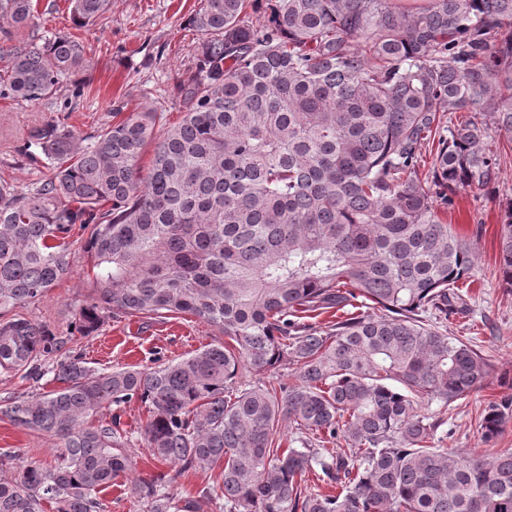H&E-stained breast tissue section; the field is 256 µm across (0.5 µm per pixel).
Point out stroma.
Returning <instances> with one entry per match:
<instances>
[{
  "instance_id": "obj_1",
  "label": "stroma",
  "mask_w": 512,
  "mask_h": 512,
  "mask_svg": "<svg viewBox=\"0 0 512 512\" xmlns=\"http://www.w3.org/2000/svg\"><path fill=\"white\" fill-rule=\"evenodd\" d=\"M200 0H112L110 11L86 27L72 22L70 0H38L37 25L15 32L14 41L66 34L78 40L89 62L74 78L86 82L84 96L68 107L65 93L36 103L0 97V181L27 191L43 181L44 164L26 159L22 149L31 127L67 120L79 145L117 114L157 109L166 125L178 123L183 108L173 85L191 66L195 32L186 20ZM500 153V178L493 187L464 190L447 211V222L471 244L476 263L460 285L466 314L449 317L448 333L461 337L489 360L491 368L482 388L441 407L424 400L422 410L442 420L445 436L438 445L452 450L483 451L480 424L490 405L504 406L505 424L494 448H512V291L503 288L498 273L500 228L504 209L512 201V148L495 143ZM89 269L72 273L23 311L24 316L68 335L78 305L91 292ZM221 331L194 316L179 314L158 319L112 320L98 333L83 338L81 350L95 370L152 365L172 360L221 339ZM19 451L25 459L53 463L55 444L48 436L0 419V454Z\"/></svg>"
}]
</instances>
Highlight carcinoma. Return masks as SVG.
Listing matches in <instances>:
<instances>
[{
  "label": "carcinoma",
  "instance_id": "1",
  "mask_svg": "<svg viewBox=\"0 0 512 512\" xmlns=\"http://www.w3.org/2000/svg\"><path fill=\"white\" fill-rule=\"evenodd\" d=\"M200 0L193 66L175 85L183 117L156 133L133 112L84 147L68 125L34 129L39 186L0 182V373L57 388L0 405L55 440L45 466L0 459V512H103L139 441L168 465L133 481L141 512H512V449L450 451L422 412L482 387L487 360L430 323L463 312L471 244L441 213L500 178L492 135L512 141V0ZM112 0H72L83 27ZM34 0H0V96L54 97L84 67L66 35L8 45L36 25ZM442 112L473 116L448 129ZM437 139L431 182L416 175ZM152 146L147 168L140 159ZM87 234L83 254L72 232ZM85 258L93 295L59 336L17 310ZM512 289V201L501 224ZM334 309L315 327L299 314ZM191 314L224 339L154 367L91 369L76 336L109 320ZM293 369L285 382L279 370ZM148 406L140 436L104 408ZM300 436L282 447V423ZM486 412L488 442L502 429ZM342 440L351 457L325 448ZM220 469L195 494L192 469ZM336 485L314 494L305 475Z\"/></svg>",
  "mask_w": 512,
  "mask_h": 512
}]
</instances>
